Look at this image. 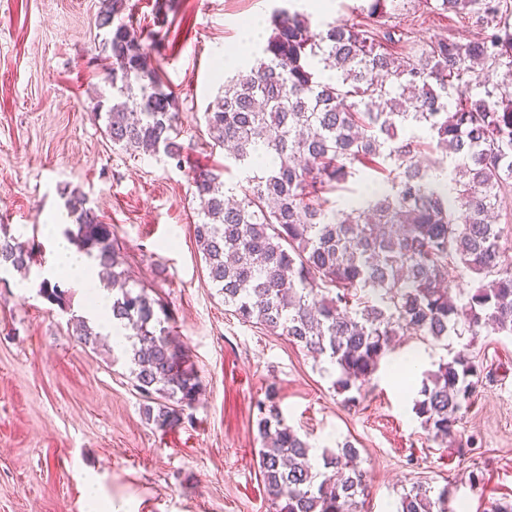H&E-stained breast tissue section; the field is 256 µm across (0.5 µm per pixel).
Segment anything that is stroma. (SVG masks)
Returning a JSON list of instances; mask_svg holds the SVG:
<instances>
[{
    "label": "stroma",
    "instance_id": "35a3bbf8",
    "mask_svg": "<svg viewBox=\"0 0 512 512\" xmlns=\"http://www.w3.org/2000/svg\"><path fill=\"white\" fill-rule=\"evenodd\" d=\"M362 0H128L151 27L152 54L182 117L180 141L191 165L220 173L226 187L251 169L207 146L204 111L224 85L225 48L253 60L261 47L248 26L270 35L274 10L314 21L371 23L406 34L415 48L441 37L465 41L474 20L404 0L367 18ZM101 0H0V224L34 239L29 276L0 274V512H81L95 479L112 512H269L256 450L254 403L268 387L286 423L318 450L352 442L370 472L362 512H396L412 482L448 488V508L490 512L512 499V336L449 337L440 344L405 335L382 358L356 408L344 407L329 362L285 336L241 322L207 277L194 238L198 202L172 161L113 146L96 115L104 79ZM84 192L111 224L123 266L173 315L169 326L189 349L202 392L176 430L148 421L121 347L81 344L72 318L87 299L71 290L67 309L39 295L51 233L64 213L63 187ZM470 349L482 369L478 392L456 438L430 440L413 411L416 390L395 374L418 357L421 380L449 354ZM484 483L471 487L468 473Z\"/></svg>",
    "mask_w": 512,
    "mask_h": 512
}]
</instances>
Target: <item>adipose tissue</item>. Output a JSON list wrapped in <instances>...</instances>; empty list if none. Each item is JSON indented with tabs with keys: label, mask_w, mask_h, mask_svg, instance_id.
Here are the masks:
<instances>
[{
	"label": "adipose tissue",
	"mask_w": 512,
	"mask_h": 512,
	"mask_svg": "<svg viewBox=\"0 0 512 512\" xmlns=\"http://www.w3.org/2000/svg\"><path fill=\"white\" fill-rule=\"evenodd\" d=\"M50 266L53 273L65 275L84 294L95 296L96 303L91 308L93 316L104 325L112 341L123 342V330L112 319V294L96 275L95 262L59 234L54 238Z\"/></svg>",
	"instance_id": "obj_1"
}]
</instances>
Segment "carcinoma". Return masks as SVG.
I'll list each match as a JSON object with an SVG mask.
<instances>
[{"label": "carcinoma", "instance_id": "cac0c4a2", "mask_svg": "<svg viewBox=\"0 0 512 512\" xmlns=\"http://www.w3.org/2000/svg\"><path fill=\"white\" fill-rule=\"evenodd\" d=\"M119 0H102L105 79L112 105L104 134L125 151L185 162L180 113L152 63L143 26L114 23ZM443 13H468L483 30L461 42L389 51L391 33L362 24H323L281 9L255 64L224 78L204 112L209 145L259 169L222 190L218 176L190 168L200 200L194 235L224 306L244 323L286 335L339 369L336 390L358 401L396 336L444 341L468 332L512 336V255L500 245L498 212L512 216V18L501 0H436ZM497 75L493 81L490 76ZM425 130L427 138L414 135ZM380 175L383 190L329 209L327 195L357 172ZM75 228L67 239L91 256L112 291V317L130 344V375L145 415L163 431L183 424L200 377L188 348L172 339L171 316L120 270L112 225L84 193L64 190ZM30 243L0 224V270L25 269ZM473 274L466 296L449 271ZM40 295L61 309L68 289L44 280ZM78 340L100 333L75 319ZM480 378L459 351L421 380L414 408L435 440L452 436ZM258 465L272 512H357L368 485L348 442L315 460L285 423L272 394L256 404ZM398 512H448L417 484Z\"/></svg>", "mask_w": 512, "mask_h": 512}]
</instances>
